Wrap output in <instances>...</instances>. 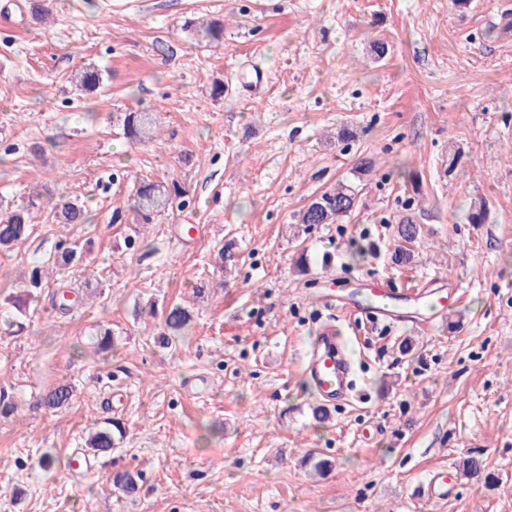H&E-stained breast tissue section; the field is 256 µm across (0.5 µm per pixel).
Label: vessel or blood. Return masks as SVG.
I'll list each match as a JSON object with an SVG mask.
<instances>
[{
    "mask_svg": "<svg viewBox=\"0 0 512 512\" xmlns=\"http://www.w3.org/2000/svg\"><path fill=\"white\" fill-rule=\"evenodd\" d=\"M405 296L417 303L430 301L432 310L440 314L446 313L460 300L458 292L452 289L435 299L431 298L429 290L420 288L406 289ZM395 298L396 292L388 282L378 280L369 286L365 300L340 296L335 303L346 315L354 318L365 316L398 322L402 316L392 307ZM304 373L324 405L334 406L350 400L354 388L353 367L333 321L324 322L318 329L305 359ZM451 485L452 479L443 469L426 480L419 494L427 501L444 500L451 491Z\"/></svg>",
    "mask_w": 512,
    "mask_h": 512,
    "instance_id": "vessel-or-blood-1",
    "label": "vessel or blood"
}]
</instances>
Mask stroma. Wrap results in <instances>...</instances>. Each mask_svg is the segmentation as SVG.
Masks as SVG:
<instances>
[{"mask_svg":"<svg viewBox=\"0 0 512 512\" xmlns=\"http://www.w3.org/2000/svg\"><path fill=\"white\" fill-rule=\"evenodd\" d=\"M508 13L512 0H0V199L41 200L28 241L0 251V306L45 273L23 331L0 327V512H512ZM212 18L223 42L197 40L192 23ZM89 65L103 85L82 95L71 78ZM259 68L262 95L241 91ZM138 109L158 133L133 146L117 123ZM344 128L353 140H337ZM144 179L177 182L189 205L134 223ZM341 180L358 188L348 216L293 223ZM62 197L88 223L56 221ZM480 200L485 223H468ZM405 215L422 243L399 266ZM63 241L82 262L56 266ZM355 242L374 244L365 262ZM371 279L462 301L430 326L420 304L395 324L324 306ZM175 303L193 321L167 346ZM329 317L355 388L319 423L302 364ZM62 384L70 405L48 410ZM113 420L123 439L71 477L67 458ZM46 450L58 462L44 471ZM310 452L334 469L315 473ZM469 455L497 483L462 475L447 500L420 497ZM115 470L140 475L136 495L113 487Z\"/></svg>","mask_w":512,"mask_h":512,"instance_id":"stroma-1","label":"stroma"}]
</instances>
